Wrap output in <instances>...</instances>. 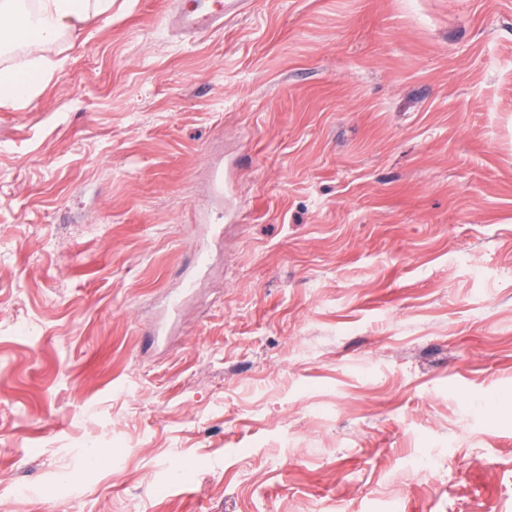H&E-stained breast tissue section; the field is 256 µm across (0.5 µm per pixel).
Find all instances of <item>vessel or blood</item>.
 <instances>
[{
  "label": "vessel or blood",
  "instance_id": "obj_1",
  "mask_svg": "<svg viewBox=\"0 0 512 512\" xmlns=\"http://www.w3.org/2000/svg\"><path fill=\"white\" fill-rule=\"evenodd\" d=\"M249 0H172L170 21L185 37L217 31L240 14Z\"/></svg>",
  "mask_w": 512,
  "mask_h": 512
}]
</instances>
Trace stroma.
Here are the masks:
<instances>
[{"label": "stroma", "instance_id": "35a3bbf8", "mask_svg": "<svg viewBox=\"0 0 512 512\" xmlns=\"http://www.w3.org/2000/svg\"><path fill=\"white\" fill-rule=\"evenodd\" d=\"M168 4L0 110V512H512V0ZM167 17L183 37L213 32L224 27V19L240 14L249 0H173ZM190 3L185 9L184 4Z\"/></svg>", "mask_w": 512, "mask_h": 512}]
</instances>
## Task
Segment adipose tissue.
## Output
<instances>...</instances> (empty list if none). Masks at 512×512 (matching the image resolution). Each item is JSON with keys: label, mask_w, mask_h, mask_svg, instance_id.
<instances>
[{"label": "adipose tissue", "mask_w": 512, "mask_h": 512, "mask_svg": "<svg viewBox=\"0 0 512 512\" xmlns=\"http://www.w3.org/2000/svg\"><path fill=\"white\" fill-rule=\"evenodd\" d=\"M112 0H0V109L38 97L68 60L63 45L89 19L108 15Z\"/></svg>", "instance_id": "ef3b65f1"}]
</instances>
